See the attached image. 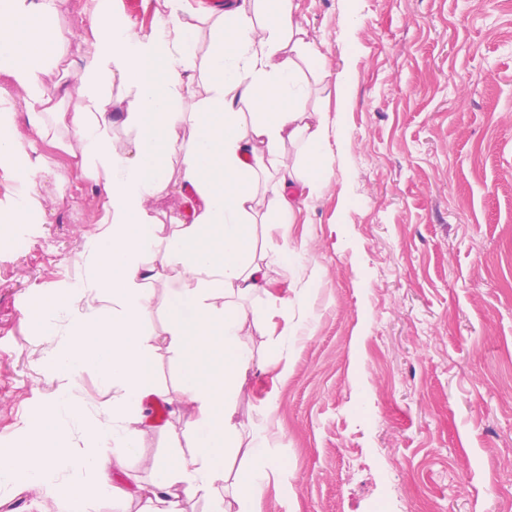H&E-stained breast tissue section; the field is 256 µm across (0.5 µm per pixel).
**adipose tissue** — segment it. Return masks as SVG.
Segmentation results:
<instances>
[{
	"mask_svg": "<svg viewBox=\"0 0 512 512\" xmlns=\"http://www.w3.org/2000/svg\"><path fill=\"white\" fill-rule=\"evenodd\" d=\"M119 2L86 0L88 53L72 83L51 87L44 76L67 44L53 24L57 0H0V75L8 82L0 87V166L24 182L7 221L45 223L37 179L49 170L18 133L11 87L26 93L34 138L48 136L59 99L71 102L74 136L63 148L98 181L105 210V227L89 245L87 278L73 295L43 297L45 333L55 334L65 318L71 339L44 361L58 385L34 411L35 445L0 448V486L20 478L39 486L77 470L85 479L66 494L69 512H82L89 497L120 496L110 469L138 453L143 401L166 395L153 376L156 347L142 331L159 277L150 258L160 249L168 279L179 283L165 300L164 333L179 358L191 448L155 460L147 512H186L195 498L211 512H257L269 465L263 435L245 446L238 441L234 406L254 354L252 325L235 300L269 286L254 250L255 209L293 216L300 201L286 194L287 182L312 193L329 181L328 128L308 110L297 64L285 53L302 27L293 0H238L232 11L211 16V46L202 57L189 0H158L161 11L147 31ZM117 84L134 91L120 112L112 109ZM245 105L255 111L248 125ZM117 125L134 131L131 142L114 141ZM296 142L302 155L294 160L280 147ZM175 156L182 165L174 179ZM175 182L189 191L190 207L167 235L151 203ZM88 366L99 367L112 389L111 407L98 416L76 395L74 378ZM66 419L83 427L93 451L75 452L60 426ZM108 447L117 449L115 461L104 456ZM231 454L243 456L242 468H227Z\"/></svg>",
	"mask_w": 512,
	"mask_h": 512,
	"instance_id": "ef3b65f1",
	"label": "adipose tissue"
}]
</instances>
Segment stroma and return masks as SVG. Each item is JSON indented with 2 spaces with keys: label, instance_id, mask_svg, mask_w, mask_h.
Returning <instances> with one entry per match:
<instances>
[{
  "label": "stroma",
  "instance_id": "1",
  "mask_svg": "<svg viewBox=\"0 0 512 512\" xmlns=\"http://www.w3.org/2000/svg\"><path fill=\"white\" fill-rule=\"evenodd\" d=\"M309 109L332 145L329 183L267 230L268 292L239 299L259 324L237 402L242 442L267 437L261 512H512V0H294ZM81 5L60 0L68 41L49 80L88 50ZM347 70L344 86L336 74ZM44 224L0 226V445L29 434L57 383L45 357L46 292L85 278L104 216L94 180L37 141ZM168 279L144 324L153 370L178 398L179 359L162 345ZM296 299L280 317L287 292ZM136 457L112 470L130 500L86 512H146L152 463L186 419L145 416ZM64 485L0 487V512H64Z\"/></svg>",
  "mask_w": 512,
  "mask_h": 512
}]
</instances>
